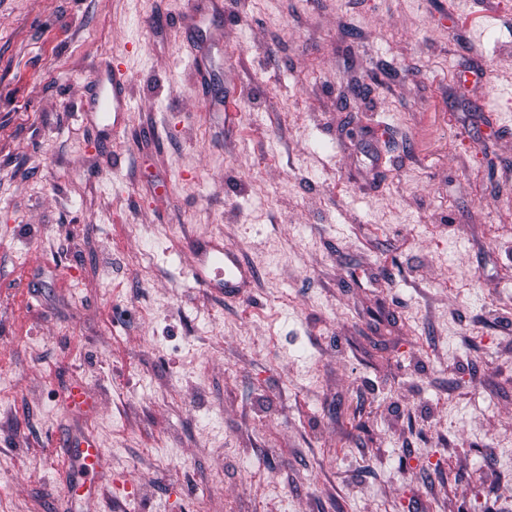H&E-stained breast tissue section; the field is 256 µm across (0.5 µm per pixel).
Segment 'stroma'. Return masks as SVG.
Listing matches in <instances>:
<instances>
[{"mask_svg": "<svg viewBox=\"0 0 512 512\" xmlns=\"http://www.w3.org/2000/svg\"><path fill=\"white\" fill-rule=\"evenodd\" d=\"M221 2L0 0V512H512V0ZM97 110L112 113V128L118 115L129 111V79L124 70L111 62L101 64L96 71ZM194 260L189 271L195 282L201 288H224V293L232 292L240 288V284L249 276L248 269L243 265L237 253L227 246L214 243L211 250L216 253L213 257L215 263L221 265L220 275L224 279H213L209 275V259H202V251L196 244L191 245ZM224 266V269L222 268ZM78 447L80 449L73 459L78 463L80 471L83 472L89 469L97 471L104 459L102 448H98L94 440L89 437L84 438Z\"/></svg>", "mask_w": 512, "mask_h": 512, "instance_id": "stroma-1", "label": "stroma"}]
</instances>
